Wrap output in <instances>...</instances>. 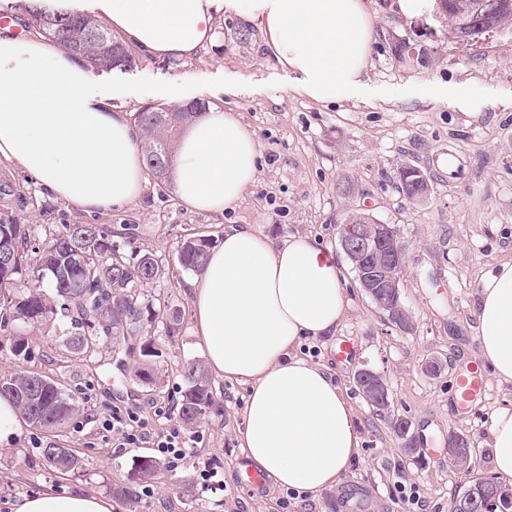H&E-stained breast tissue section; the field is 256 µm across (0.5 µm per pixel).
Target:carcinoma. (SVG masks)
Returning a JSON list of instances; mask_svg holds the SVG:
<instances>
[{"mask_svg":"<svg viewBox=\"0 0 512 512\" xmlns=\"http://www.w3.org/2000/svg\"><path fill=\"white\" fill-rule=\"evenodd\" d=\"M475 0H441L442 12L453 10L448 19V41L458 42L463 33L459 23ZM492 14L495 23L512 26V0H496ZM24 27L48 32L46 20H53L56 40L79 49L88 66L112 68L130 65L131 50L92 17L63 8L39 7L27 12ZM202 106L192 104L184 109L149 107L137 113L134 123L141 131L147 166L159 179L164 172L154 162L171 163L173 143L183 125ZM0 241L9 249L11 261L0 267V328L9 337L0 342V352H7L16 367L0 374V396L10 398L21 416L36 429L60 433L79 411L75 399L60 384L49 380L43 400L33 405L26 399L35 371L26 367L29 340L25 328L40 329L51 318L75 315L67 330L66 344L75 355L87 357L97 352L101 342L112 344V352L132 357L136 376L150 382L159 357L154 342L148 340L134 352L129 340L142 335L146 324L156 321L154 302L144 289L163 274L161 262L151 253L126 251L112 243V232L99 224H65L63 230L46 235L41 245L28 246L25 225L0 220ZM210 248L209 239L188 238L180 246L181 266L196 274L203 271ZM38 268L37 279L19 288L16 276L23 268ZM49 281L52 294L43 291ZM185 383L179 416L187 425L210 415L215 410L213 383L203 365L189 360L181 365ZM45 466L57 474H76L85 463L77 451L69 448L55 457L41 452ZM161 474L160 463L152 457L135 460L134 471L125 484L112 485V495L133 506L137 503L136 486Z\"/></svg>","mask_w":512,"mask_h":512,"instance_id":"cac0c4a2","label":"carcinoma"}]
</instances>
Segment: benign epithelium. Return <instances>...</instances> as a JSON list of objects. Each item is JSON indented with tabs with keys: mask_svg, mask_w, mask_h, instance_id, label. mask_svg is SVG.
Listing matches in <instances>:
<instances>
[{
	"mask_svg": "<svg viewBox=\"0 0 512 512\" xmlns=\"http://www.w3.org/2000/svg\"><path fill=\"white\" fill-rule=\"evenodd\" d=\"M341 250L358 271L357 280L365 293L380 291L379 307L386 311L384 321L398 329L411 332L413 317L401 299V284L406 274V246L397 228L372 220L363 224H341L338 227ZM354 381L359 392L374 409L390 406L389 388L385 376L368 365L358 369ZM393 427L410 454L418 449L412 446V422L407 418L393 421ZM512 501V492L498 491L491 496L479 486L468 488L460 497L459 512H496L504 503Z\"/></svg>",
	"mask_w": 512,
	"mask_h": 512,
	"instance_id": "obj_1",
	"label": "benign epithelium"
}]
</instances>
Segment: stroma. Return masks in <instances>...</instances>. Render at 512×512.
Masks as SVG:
<instances>
[{
  "label": "stroma",
  "mask_w": 512,
  "mask_h": 512,
  "mask_svg": "<svg viewBox=\"0 0 512 512\" xmlns=\"http://www.w3.org/2000/svg\"><path fill=\"white\" fill-rule=\"evenodd\" d=\"M390 0H372L375 41L370 79L351 97L319 103L294 92L295 76L265 46L254 24L230 13L216 17V39L191 57L160 60L137 53L126 70H99L93 79L129 114L150 106L170 107L175 94L203 105L221 99L255 133L261 160L256 182L236 206L221 215L194 211L180 202L165 180L145 173L140 197L127 205L86 214L44 193L37 181L0 160V219L27 225L41 242L47 225L102 224L112 240L154 254L165 274L150 286L155 306L180 311L170 337L157 339L162 355L153 382H142L131 366H116L112 346L101 343L90 358L72 354L63 337L30 333L29 368L54 378L81 407L62 435L26 427L20 441L0 447V512L19 497L51 490L110 496L126 482L132 462L153 455L150 444L118 448L102 426L114 408L142 412L153 431L170 428L178 414L184 382L177 374L187 360H202L193 333L189 276L178 259L188 237L219 246L229 224H248L280 243L296 234L338 249L337 227L356 210L397 225L406 245L403 301L416 328L407 333L387 325L346 274L349 307L335 335L307 341L310 361L330 369L356 413L361 453L335 488L288 499L268 486L253 494L238 486L235 471L244 456L237 446L247 386L215 378L219 411L185 428L196 447L175 470L138 487L140 503L113 512H360L352 487L369 494L368 512H400L399 485L415 487L427 512H450L466 475L448 460V437L472 448L474 474L493 473L489 430L498 409L512 408V386L483 371L485 394L469 408L454 398L458 374L479 361L477 303L480 280L494 265L512 259V29L490 32L469 43L448 39L446 17L401 20ZM409 43L412 55L397 48ZM454 151L460 173L438 165L443 150ZM413 166L432 176L428 198L407 199L400 171ZM353 345L340 362L341 342ZM442 363L429 375L427 362ZM383 372L390 408L378 415L354 383L362 364ZM409 418L418 458L402 450L391 421ZM76 449L86 461L82 476H57L42 465L48 442ZM214 468L217 479L201 486L199 472Z\"/></svg>",
  "instance_id": "obj_1"
}]
</instances>
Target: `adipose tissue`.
<instances>
[{
	"label": "adipose tissue",
	"instance_id": "ef3b65f1",
	"mask_svg": "<svg viewBox=\"0 0 512 512\" xmlns=\"http://www.w3.org/2000/svg\"><path fill=\"white\" fill-rule=\"evenodd\" d=\"M97 17L131 46L160 58L193 56L214 41L217 15L255 24L297 93L337 102L369 78L375 30L369 0H93ZM0 159L33 175L48 195L85 213L136 200L145 155L136 128L85 63L41 35L0 32ZM254 132L211 105L186 123L169 174L189 208L223 213L255 181ZM346 268L306 235L273 245L250 225L224 230L205 270L187 281L194 333L212 373L248 387L237 431L242 454L277 487L317 494L338 485L360 454L355 411L327 368L297 349L334 335L348 302ZM480 359L512 384V261L481 279ZM493 467L512 481V409L490 427ZM14 512H112L103 496L49 491Z\"/></svg>",
	"mask_w": 512,
	"mask_h": 512
}]
</instances>
